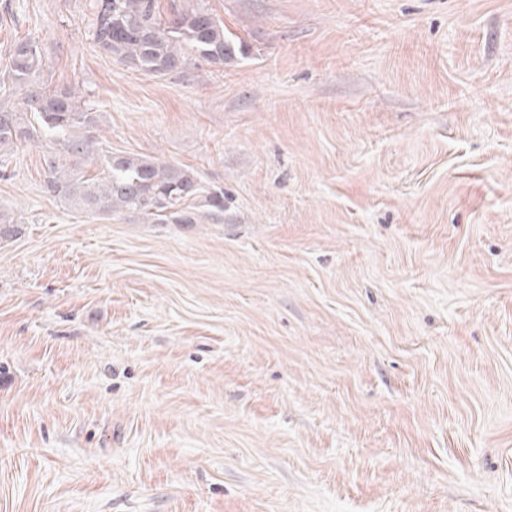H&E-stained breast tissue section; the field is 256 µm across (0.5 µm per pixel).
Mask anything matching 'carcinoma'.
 I'll use <instances>...</instances> for the list:
<instances>
[{
  "instance_id": "cac0c4a2",
  "label": "carcinoma",
  "mask_w": 512,
  "mask_h": 512,
  "mask_svg": "<svg viewBox=\"0 0 512 512\" xmlns=\"http://www.w3.org/2000/svg\"><path fill=\"white\" fill-rule=\"evenodd\" d=\"M93 46L119 62L151 75H165L185 64L190 54L214 65L237 59L238 47L201 3L174 6L162 18L157 0H92ZM42 49L35 40L16 43L8 80L24 86V114L0 107V150L34 138H50L44 156L45 192L70 207L104 216L140 214L151 224H200L224 221V191H206L195 172L137 154L107 152L96 157L99 113L85 106L72 87L49 89L35 82ZM99 160L102 176L87 178L82 164Z\"/></svg>"
}]
</instances>
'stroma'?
I'll return each mask as SVG.
<instances>
[{"instance_id":"stroma-1","label":"stroma","mask_w":512,"mask_h":512,"mask_svg":"<svg viewBox=\"0 0 512 512\" xmlns=\"http://www.w3.org/2000/svg\"><path fill=\"white\" fill-rule=\"evenodd\" d=\"M202 2L243 55L152 76L0 0V73L224 191L105 217L0 152V512H512V0Z\"/></svg>"}]
</instances>
